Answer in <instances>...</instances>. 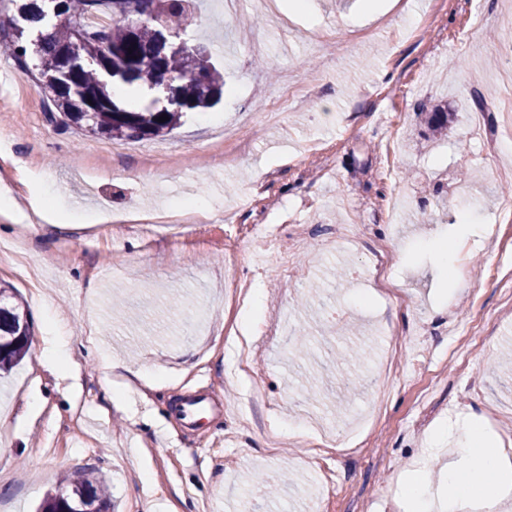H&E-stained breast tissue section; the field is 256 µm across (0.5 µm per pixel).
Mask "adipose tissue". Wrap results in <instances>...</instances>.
<instances>
[{"label": "adipose tissue", "mask_w": 512, "mask_h": 512, "mask_svg": "<svg viewBox=\"0 0 512 512\" xmlns=\"http://www.w3.org/2000/svg\"><path fill=\"white\" fill-rule=\"evenodd\" d=\"M447 512L477 507L481 512H503L512 501V465L507 464L486 430L470 424L457 457L448 462Z\"/></svg>", "instance_id": "obj_1"}]
</instances>
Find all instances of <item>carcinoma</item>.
I'll list each match as a JSON object with an SVG mask.
<instances>
[{
    "mask_svg": "<svg viewBox=\"0 0 512 512\" xmlns=\"http://www.w3.org/2000/svg\"><path fill=\"white\" fill-rule=\"evenodd\" d=\"M138 16V32H129L118 10ZM195 0H0V30L10 54L30 70L37 59V80L49 102L69 127L109 139L144 140L164 136L185 114L208 108L224 93V74L210 61L208 50L190 34ZM82 28L83 64L69 65L64 56ZM181 34L183 47L163 49L165 31ZM129 85H167L173 105L136 109L112 98L104 70ZM168 116L165 122L158 121ZM432 131L448 128V112L427 113ZM32 336L27 313L11 288L0 287V375L9 373L27 354ZM102 479L67 475L48 494L39 512H111Z\"/></svg>",
    "mask_w": 512,
    "mask_h": 512,
    "instance_id": "cac0c4a2",
    "label": "carcinoma"
}]
</instances>
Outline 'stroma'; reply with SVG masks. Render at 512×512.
<instances>
[{
	"label": "stroma",
	"instance_id": "1",
	"mask_svg": "<svg viewBox=\"0 0 512 512\" xmlns=\"http://www.w3.org/2000/svg\"><path fill=\"white\" fill-rule=\"evenodd\" d=\"M356 2L313 0L311 23L285 25L253 0L233 17L199 0L197 37L231 93L150 141L50 121L35 78L0 53V184L23 206L0 215V243L27 230L41 282L0 262L32 327L0 380V512H37L74 473L105 480L114 512H284L283 498L285 512H383L415 465L439 488L430 442L465 418L512 459V249H497L512 237L498 210L512 179L497 174L512 167L499 88L512 0H400L363 38L346 21ZM287 83L312 104H282L266 124ZM438 105L451 116L435 136L424 119ZM56 198L67 209L50 224L37 212ZM464 207L483 236L455 232ZM352 220L358 249H327L330 227ZM444 242L451 273L433 250ZM380 249L393 302L367 278ZM56 338L69 344L62 368L45 354ZM388 349L392 394L357 447L314 453L290 434L305 411L330 427L363 412ZM204 389L224 410L184 430L174 406ZM283 475L280 499L255 487Z\"/></svg>",
	"mask_w": 512,
	"mask_h": 512
}]
</instances>
